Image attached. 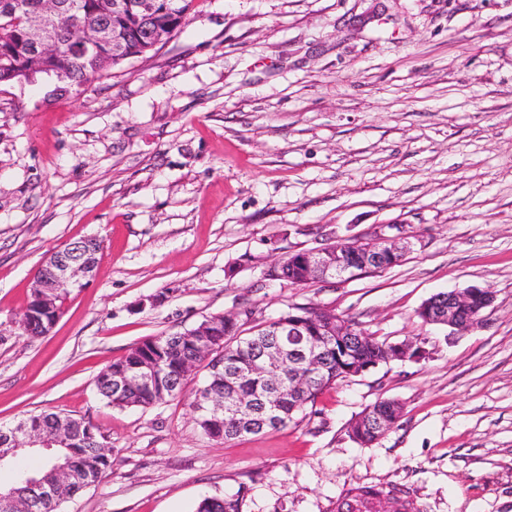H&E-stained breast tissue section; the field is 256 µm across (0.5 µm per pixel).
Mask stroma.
<instances>
[{
  "label": "stroma",
  "mask_w": 512,
  "mask_h": 512,
  "mask_svg": "<svg viewBox=\"0 0 512 512\" xmlns=\"http://www.w3.org/2000/svg\"><path fill=\"white\" fill-rule=\"evenodd\" d=\"M409 237L399 265L307 286L264 278L352 236ZM97 235L88 288L47 335H23L33 277ZM478 285L473 329L422 323L433 295ZM358 322L426 355L339 382L287 426L228 442L187 395L141 410L98 372L142 340L248 309ZM381 399L399 421L347 427ZM86 417L112 468L62 512H336L396 486L419 512H512V0H195L147 58L85 92L0 87V424ZM395 404H397L399 406V404L397 402H395V400H389V399L380 400V401L375 402L373 405L368 406L362 412L361 415H363L369 408H372V411L370 412V414L382 415L384 417H387L390 422L396 423L401 417L402 408L399 406V410L394 409ZM390 422H388L385 418H377V420H375L373 422V425L371 428L372 434L375 435L376 437L380 438L381 436H383L387 431H389L393 427V424ZM352 425H353V422L351 423V425L349 427L348 433H349V436L355 442H358L361 444H367V443H371V442L377 440L366 429V426H365V431L360 436V434H358L357 431H355V429H352ZM349 493H353L352 497L354 502L360 504H367L372 500V498L384 495L396 502H401L400 506L404 511H412L415 509L413 502L399 497L398 493H401V490L393 486L388 487V489L376 486H361L352 488ZM244 497L207 496L197 506L196 512H243Z\"/></svg>",
  "instance_id": "1"
}]
</instances>
